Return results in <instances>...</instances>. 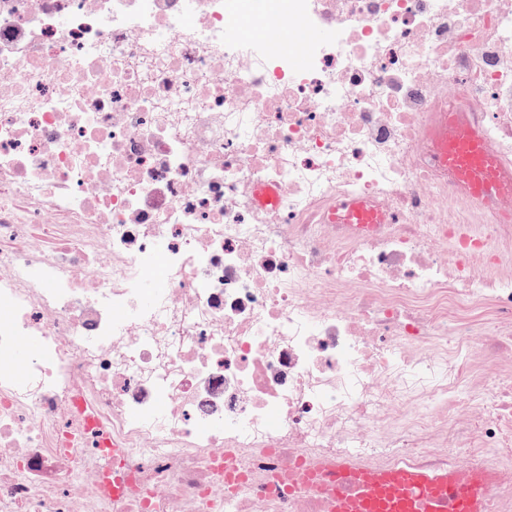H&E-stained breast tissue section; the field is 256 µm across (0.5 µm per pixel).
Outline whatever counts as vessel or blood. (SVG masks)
I'll return each mask as SVG.
<instances>
[{
  "mask_svg": "<svg viewBox=\"0 0 512 512\" xmlns=\"http://www.w3.org/2000/svg\"><path fill=\"white\" fill-rule=\"evenodd\" d=\"M436 139L446 143L438 161L474 191L512 197V173L504 171L477 136L462 124H439ZM347 224H372L375 213L358 202L341 206ZM305 481L327 495L329 512H483L486 484L475 470L458 466L435 472L410 466L361 468L350 457H337Z\"/></svg>",
  "mask_w": 512,
  "mask_h": 512,
  "instance_id": "b4317fda",
  "label": "vessel or blood"
}]
</instances>
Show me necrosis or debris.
<instances>
[{"label": "necrosis or debris", "mask_w": 512, "mask_h": 512, "mask_svg": "<svg viewBox=\"0 0 512 512\" xmlns=\"http://www.w3.org/2000/svg\"><path fill=\"white\" fill-rule=\"evenodd\" d=\"M251 15L0 0V512H327L348 448L512 512V204L430 137L512 168V0ZM440 143L455 146L439 151L438 161L474 191L500 198L512 197V173L504 171L477 136L465 125L442 122L434 131ZM340 219L346 224H374L376 214L359 202H347L339 208Z\"/></svg>", "instance_id": "necrosis-or-debris-1"}]
</instances>
